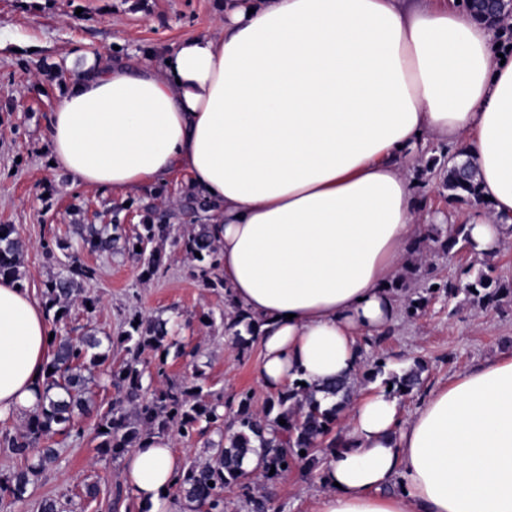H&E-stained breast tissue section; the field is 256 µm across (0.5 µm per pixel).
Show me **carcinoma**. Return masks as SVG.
<instances>
[{"instance_id": "cac0c4a2", "label": "carcinoma", "mask_w": 512, "mask_h": 512, "mask_svg": "<svg viewBox=\"0 0 512 512\" xmlns=\"http://www.w3.org/2000/svg\"><path fill=\"white\" fill-rule=\"evenodd\" d=\"M484 0H459L461 7L487 24L498 28L499 35L512 47V24L506 20L504 5H482ZM444 188L448 200L484 206L478 192V170L470 161L457 160L458 154L446 151ZM116 224H77L74 233L79 247L97 252H110L117 237L112 234ZM171 224H144L131 249L141 248L138 256L149 255L141 278L148 280L157 271L161 256L154 245L172 237ZM184 253L201 263L199 276L210 287L224 286L219 274V245L210 225L192 224L179 239ZM473 249L469 225L452 224L448 239L440 243L444 250L455 246ZM23 244L12 224H0V277L19 279ZM63 270L45 284L47 310L55 313L53 322L67 321L72 309L81 306L86 312L96 308L95 300L84 295V285L94 279L96 270L82 264L76 253L66 254ZM437 290H432V287ZM444 292L450 297L460 294L480 306L499 305L512 297V286L481 272L465 284L429 283L424 292L407 296L406 309L411 316L425 308L429 297ZM128 329L118 337L123 351L119 360L101 351L102 341L93 335L54 336L51 358L46 365V392L32 410L24 413L25 430L19 436H4L0 444L9 454L25 463L11 476L0 480V490L16 500L23 499L31 478L55 463L58 449L52 447L54 436L76 428L77 418L89 413L92 405L90 383L102 374L116 391L107 411L99 415L96 425L97 448L103 456L116 461L125 458L141 440L150 435L176 433L186 441L198 434L204 421L222 432V441L206 444L205 457L189 459L179 470L173 494L189 512H226L227 490L239 486L248 512H267L271 500L270 485L278 477L296 467L307 473L319 468L326 456L343 448V438L329 437L336 426L337 408L347 405L357 387L376 381L384 374V361L378 359L353 378L338 379L321 388L338 399L337 406L324 409L316 398V390L299 384L272 395L260 411L254 409L250 395L244 394L229 429H224L223 403L201 392L202 386L171 382L151 391L143 388L141 355L153 351L160 355L158 369H163L168 354L167 323L146 319L135 312L127 318ZM424 367L417 362L401 374L390 373L384 384H393L397 396L407 397L422 383ZM286 420L282 425L279 420ZM259 451V475L256 478L242 468L243 459ZM305 455H300V451ZM275 473H270V470ZM261 483L262 492L251 493V485Z\"/></svg>"}]
</instances>
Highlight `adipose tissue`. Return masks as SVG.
Masks as SVG:
<instances>
[{"label":"adipose tissue","mask_w":512,"mask_h":512,"mask_svg":"<svg viewBox=\"0 0 512 512\" xmlns=\"http://www.w3.org/2000/svg\"><path fill=\"white\" fill-rule=\"evenodd\" d=\"M402 2L229 0L222 33L165 61L87 56L50 117V159L71 187L126 196L186 172L269 391L354 377L360 337L396 323L390 284L427 220L406 166L432 142L479 171L475 255L512 240V56L465 9ZM49 337L43 305L0 277V418L37 405ZM337 409L345 446L318 471L317 512H512V354L408 417L385 387ZM180 463L167 436L127 455L140 512H174Z\"/></svg>","instance_id":"obj_1"}]
</instances>
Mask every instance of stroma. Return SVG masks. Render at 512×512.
<instances>
[{"mask_svg":"<svg viewBox=\"0 0 512 512\" xmlns=\"http://www.w3.org/2000/svg\"><path fill=\"white\" fill-rule=\"evenodd\" d=\"M226 0H0V224L14 225L26 244L20 281L35 299H42L45 283L56 275V259L46 256L44 239L73 241L76 224L119 226L118 236L132 237L141 224H203L206 214L187 212L183 206L187 175L177 171L162 186L148 187L124 197L104 190L76 189L67 177L50 169L45 136L54 112L57 87L81 72L85 54L110 58H161L182 39L218 33V19ZM440 146L419 156L412 173L421 186L423 212L448 216V224L429 225L423 247L428 253L426 272L418 281L470 280L479 272L512 284V244L496 258L477 260L472 253L441 250L448 226L465 222L471 205L449 201L438 171L428 169V157L439 156ZM161 266L150 281H142L143 263L128 253L112 255L80 251L81 261L96 270L85 285L98 301L93 314L72 312L58 324L98 337L120 336L133 312L159 318L175 326L182 353H169L168 378L192 381L200 377L205 391L224 402L232 415L239 396L250 393L255 409L269 396L258 380L259 344L240 353L224 329L226 299L223 289L207 286L198 276L195 261L180 245L168 241L160 248ZM211 316L213 326L204 325ZM512 353V304L482 308L465 296H433L416 316H401L397 326L374 335L365 350L366 360L385 359L388 370H405L421 361L426 369L419 393L402 399L412 410L427 394L489 357ZM98 418H81L83 436H58L59 460L36 476L24 500L0 492V512H37L41 500L58 502L60 512H111L110 504L125 490L122 461L101 456L95 437ZM97 483L100 493L89 501L79 494L83 483ZM322 491L315 475L293 470L276 483L273 512H315Z\"/></svg>","mask_w":512,"mask_h":512,"instance_id":"1","label":"stroma"}]
</instances>
